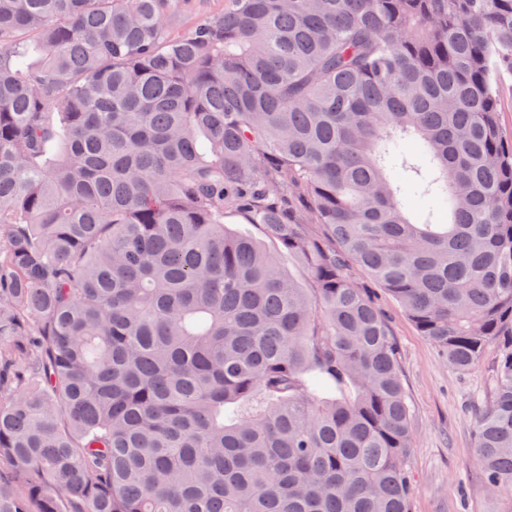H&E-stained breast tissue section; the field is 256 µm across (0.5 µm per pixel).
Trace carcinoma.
Instances as JSON below:
<instances>
[{
	"instance_id": "carcinoma-1",
	"label": "carcinoma",
	"mask_w": 512,
	"mask_h": 512,
	"mask_svg": "<svg viewBox=\"0 0 512 512\" xmlns=\"http://www.w3.org/2000/svg\"><path fill=\"white\" fill-rule=\"evenodd\" d=\"M506 75L512 0H0V512H410L355 267L453 368L497 349L512 491ZM226 227L233 233L255 235L263 242L267 250L277 255L279 264L284 272L288 274L289 271L299 279H304L306 277L305 271L302 268L295 266L293 262L288 259V253L284 251L276 241L265 237L263 234L257 231L252 224H239L236 221H226Z\"/></svg>"
}]
</instances>
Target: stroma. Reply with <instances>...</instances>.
Returning <instances> with one entry per match:
<instances>
[{
    "label": "stroma",
    "mask_w": 512,
    "mask_h": 512,
    "mask_svg": "<svg viewBox=\"0 0 512 512\" xmlns=\"http://www.w3.org/2000/svg\"><path fill=\"white\" fill-rule=\"evenodd\" d=\"M376 296L412 408L411 512H512V493L494 495L484 486L475 450L474 412L493 387L495 349L471 370H455L391 296Z\"/></svg>",
    "instance_id": "1"
}]
</instances>
